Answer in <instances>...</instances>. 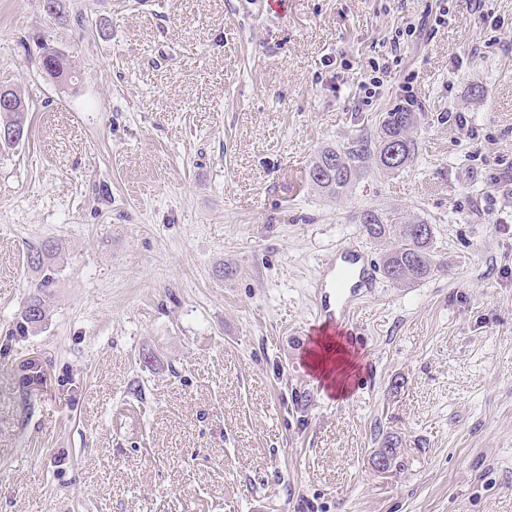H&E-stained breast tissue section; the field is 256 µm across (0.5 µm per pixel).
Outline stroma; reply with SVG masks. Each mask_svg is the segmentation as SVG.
Here are the masks:
<instances>
[{"label": "stroma", "mask_w": 512, "mask_h": 512, "mask_svg": "<svg viewBox=\"0 0 512 512\" xmlns=\"http://www.w3.org/2000/svg\"><path fill=\"white\" fill-rule=\"evenodd\" d=\"M64 6L0 0V82L29 104L0 155V512H512V0L397 55L437 0ZM406 82L410 166L313 189L317 152L375 134ZM389 206L432 224L445 268L380 278L336 398L309 366L312 281L344 244L380 263L353 217ZM47 240V318L20 336Z\"/></svg>", "instance_id": "stroma-1"}]
</instances>
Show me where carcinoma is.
<instances>
[{
  "mask_svg": "<svg viewBox=\"0 0 512 512\" xmlns=\"http://www.w3.org/2000/svg\"><path fill=\"white\" fill-rule=\"evenodd\" d=\"M42 64L50 76L70 72V64L53 48H45ZM14 109L0 111V129L13 126L25 133L28 106L19 92H14ZM417 121L416 113L400 111L387 113L376 132L374 147L361 142L355 147L327 146L320 150L309 168L310 185L328 195L340 199L347 195L353 184L362 176L363 160L369 158L378 170L399 172L414 160L416 142L412 129ZM355 223L362 225L366 235L376 242H387L389 247L382 255L385 277L394 284L412 285L431 278L438 271L432 251L434 229L427 221L405 213L397 207L366 208L357 213ZM54 245L43 243L32 246L29 264L40 273L33 294L15 331L24 332L43 322L47 317L43 295L55 283V269L51 265Z\"/></svg>",
  "mask_w": 512,
  "mask_h": 512,
  "instance_id": "1",
  "label": "carcinoma"
}]
</instances>
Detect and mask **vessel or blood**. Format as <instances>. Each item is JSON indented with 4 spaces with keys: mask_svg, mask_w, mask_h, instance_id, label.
Segmentation results:
<instances>
[{
    "mask_svg": "<svg viewBox=\"0 0 512 512\" xmlns=\"http://www.w3.org/2000/svg\"><path fill=\"white\" fill-rule=\"evenodd\" d=\"M378 286L376 272L356 247H340L326 275L313 282L318 331L335 334L340 322L353 317L357 301Z\"/></svg>",
    "mask_w": 512,
    "mask_h": 512,
    "instance_id": "1",
    "label": "vessel or blood"
}]
</instances>
